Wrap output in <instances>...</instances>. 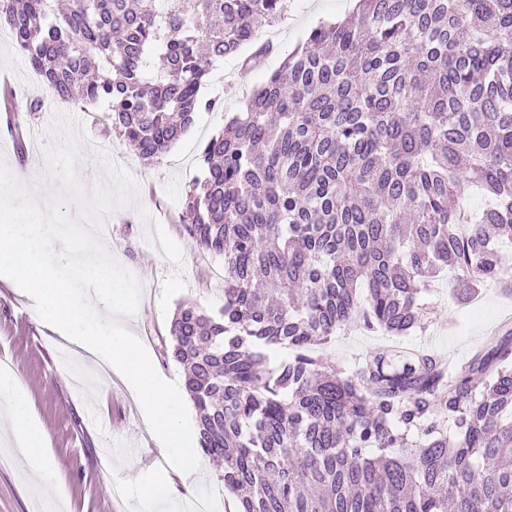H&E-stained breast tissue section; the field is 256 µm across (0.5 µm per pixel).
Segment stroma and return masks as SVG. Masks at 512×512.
Returning a JSON list of instances; mask_svg holds the SVG:
<instances>
[{
    "instance_id": "obj_1",
    "label": "stroma",
    "mask_w": 512,
    "mask_h": 512,
    "mask_svg": "<svg viewBox=\"0 0 512 512\" xmlns=\"http://www.w3.org/2000/svg\"><path fill=\"white\" fill-rule=\"evenodd\" d=\"M353 0H288V13L277 25L276 50L256 69H243L226 58L210 73L201 92L221 95L224 108L198 113L195 122L167 154L143 161L119 136L106 132L98 109L48 101L43 111L21 113L25 156H18L9 114L0 112V169L13 178L0 181L1 224L92 226L102 210L111 213L105 244L117 258L120 287L127 296L112 302V321L136 336L152 358L157 375L176 384L183 369L159 355L163 335L178 304L207 309L222 303L224 260L200 257L179 221L182 195L197 173L202 143L220 132L284 57L303 43L322 21L350 16ZM9 78L18 99L45 90L10 41L0 42V75ZM481 310L449 296L447 283L423 296L426 329L406 337L350 328L320 350L339 366H351L378 347H424L451 359L490 342L512 296L499 285L484 284ZM65 348L42 321L31 297L0 281V363L21 378L30 410L46 442V461L64 494L62 512H136L134 480L162 471L166 460L148 433V425L120 378L77 390L67 369ZM97 406L90 419L89 406ZM0 422V512H43L42 496L24 474L21 452Z\"/></svg>"
}]
</instances>
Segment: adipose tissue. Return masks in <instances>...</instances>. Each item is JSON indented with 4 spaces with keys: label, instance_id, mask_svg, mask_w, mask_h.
I'll return each instance as SVG.
<instances>
[{
    "label": "adipose tissue",
    "instance_id": "ef3b65f1",
    "mask_svg": "<svg viewBox=\"0 0 512 512\" xmlns=\"http://www.w3.org/2000/svg\"><path fill=\"white\" fill-rule=\"evenodd\" d=\"M114 260L110 251L80 252L68 242L49 249L42 225L18 235L13 225H0V280L24 295L36 297L42 319L77 355L118 376L139 409L150 421L152 440L167 458L158 481L139 486L140 512H161L182 507L185 492L198 483L196 449L183 415L181 398L159 381L137 337L111 332ZM93 321L104 333H84L80 327ZM0 417L9 421L15 446L23 450V465L36 486L52 487L56 476L44 464L45 448L40 426L31 415L27 393L11 369L0 370Z\"/></svg>",
    "mask_w": 512,
    "mask_h": 512
}]
</instances>
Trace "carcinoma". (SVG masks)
Wrapping results in <instances>:
<instances>
[{"label":"carcinoma","mask_w":512,"mask_h":512,"mask_svg":"<svg viewBox=\"0 0 512 512\" xmlns=\"http://www.w3.org/2000/svg\"><path fill=\"white\" fill-rule=\"evenodd\" d=\"M360 2L200 146L184 228L224 257V300L180 304L163 354L237 512H512V328L452 371L398 346L351 368L318 356L353 325L410 335L448 270L465 291L512 284V0ZM287 11L0 0V28L51 97L104 105L109 130L159 159L222 108L199 94L213 67ZM43 105L0 98L15 115ZM472 185L490 199L475 217Z\"/></svg>","instance_id":"obj_1"}]
</instances>
